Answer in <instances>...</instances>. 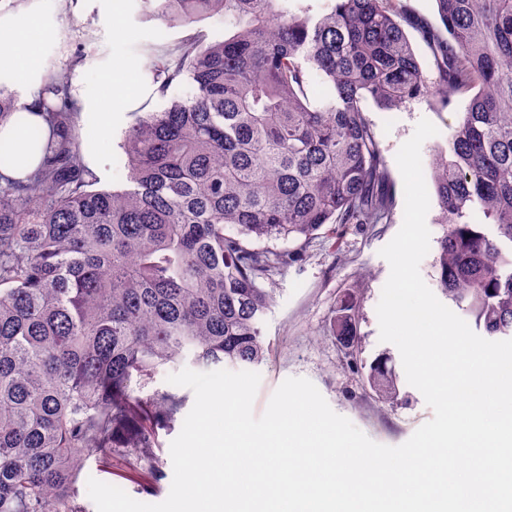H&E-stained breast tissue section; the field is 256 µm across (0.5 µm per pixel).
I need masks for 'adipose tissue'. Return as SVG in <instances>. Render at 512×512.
I'll return each instance as SVG.
<instances>
[{"label": "adipose tissue", "mask_w": 512, "mask_h": 512, "mask_svg": "<svg viewBox=\"0 0 512 512\" xmlns=\"http://www.w3.org/2000/svg\"><path fill=\"white\" fill-rule=\"evenodd\" d=\"M42 28L37 12H27L24 17L0 16V39L24 45L21 53L0 52V82L4 81L22 93L20 109L6 121L0 122V151L8 150L6 158H0V174L20 179L40 162L41 148L27 143L24 129L42 125L41 117L33 115L34 93L41 84L45 71V55L40 49L39 32ZM134 79L131 67L117 65L104 72L99 89L89 91L82 98L84 122L94 132L84 150L94 154L98 141L109 138L112 132L113 101L128 90Z\"/></svg>", "instance_id": "adipose-tissue-1"}]
</instances>
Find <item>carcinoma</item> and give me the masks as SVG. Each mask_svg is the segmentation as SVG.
Listing matches in <instances>:
<instances>
[{"label":"carcinoma","mask_w":512,"mask_h":512,"mask_svg":"<svg viewBox=\"0 0 512 512\" xmlns=\"http://www.w3.org/2000/svg\"><path fill=\"white\" fill-rule=\"evenodd\" d=\"M291 2L143 0L171 27L216 18L224 35L138 50L162 105L132 113L120 190L98 188L68 81L36 92L53 139L34 172L0 181V512H83L87 460L150 458L182 413L174 393L140 395L161 368L263 363L265 283L321 230L390 221L368 98L393 110L474 91L431 163L437 282L476 328L512 338V0H435L442 26L416 25L434 82L392 0ZM17 103L0 83V122ZM280 240L298 247L267 246ZM358 294L331 327L347 349ZM366 380L397 399L391 355Z\"/></svg>","instance_id":"obj_1"}]
</instances>
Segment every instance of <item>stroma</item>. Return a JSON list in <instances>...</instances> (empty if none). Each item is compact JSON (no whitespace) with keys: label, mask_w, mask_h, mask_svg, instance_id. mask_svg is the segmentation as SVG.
I'll return each instance as SVG.
<instances>
[{"label":"stroma","mask_w":512,"mask_h":512,"mask_svg":"<svg viewBox=\"0 0 512 512\" xmlns=\"http://www.w3.org/2000/svg\"><path fill=\"white\" fill-rule=\"evenodd\" d=\"M404 14L403 28L429 79H436L433 55L420 39L415 23L439 25L435 0H394ZM110 0H27L26 9H37L44 22L46 57L51 68L68 77L74 94H82L98 83L100 72L116 64H133L140 46L148 42H168L184 36L180 27L158 19L145 18L139 0H120L123 23L113 27L109 20ZM89 42L91 57L81 66L69 61L82 42ZM469 94L453 97L450 104L414 100L388 111L373 100L363 104L364 115L372 125L388 166L395 206L390 223L346 224L335 239L312 240L304 261L282 268L272 286L276 302L262 323L268 347L266 363L258 365L261 382L254 399V415H262L278 386L287 378L304 377L314 383L329 406L348 418L373 441L397 446L407 441L417 428L433 416L422 394L407 381H400L397 403L380 402L363 379V370L378 354L389 350L380 341L376 306L390 267L380 251L397 234L404 216V185L396 163V153L408 140L420 119L430 120L439 130L421 147V158L430 161L438 145L444 144L469 103ZM158 107L159 98L144 79H137L133 93L114 103L118 114L112 125V138L97 153L94 170L104 186L119 187L124 174L125 156L120 142L131 121V114L143 104ZM361 286L358 303V343L355 350L342 347L332 334L331 325L338 299L350 288ZM179 428L161 432L162 452L130 467L122 458L112 460L109 469H100L88 460L85 477L123 489L133 499L156 504L164 501L171 488L172 460L168 447L179 435ZM162 467L165 477L153 494L142 485L153 467Z\"/></svg>","instance_id":"obj_1"}]
</instances>
